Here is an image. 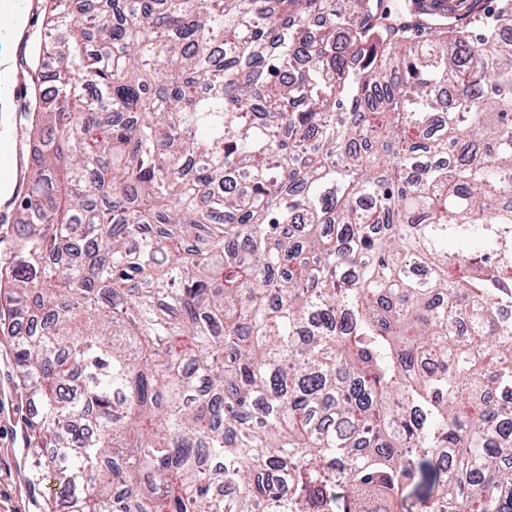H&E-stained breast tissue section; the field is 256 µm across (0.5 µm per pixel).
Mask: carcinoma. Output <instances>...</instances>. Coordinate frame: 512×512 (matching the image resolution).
Segmentation results:
<instances>
[{"instance_id": "1", "label": "carcinoma", "mask_w": 512, "mask_h": 512, "mask_svg": "<svg viewBox=\"0 0 512 512\" xmlns=\"http://www.w3.org/2000/svg\"><path fill=\"white\" fill-rule=\"evenodd\" d=\"M50 2L0 265L31 479L512 512V0Z\"/></svg>"}]
</instances>
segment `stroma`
Listing matches in <instances>:
<instances>
[{"label": "stroma", "mask_w": 512, "mask_h": 512, "mask_svg": "<svg viewBox=\"0 0 512 512\" xmlns=\"http://www.w3.org/2000/svg\"><path fill=\"white\" fill-rule=\"evenodd\" d=\"M30 3L35 7L34 20L25 25L22 39L12 47L13 75L25 85L21 101H12L11 84L0 85V97L8 99L7 111L13 120L9 143L18 157V171L22 174L31 161L27 142L31 127L27 110L34 105L30 53L40 40L46 6L45 0H30ZM19 331L18 324L0 321V512H66L58 481L34 485L28 480L38 456L33 449L34 410L15 361Z\"/></svg>", "instance_id": "stroma-1"}]
</instances>
